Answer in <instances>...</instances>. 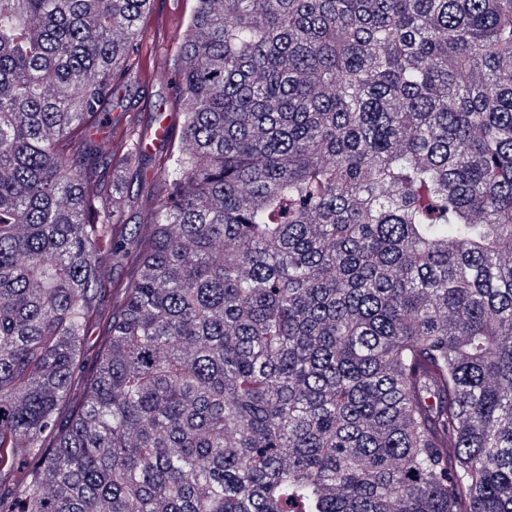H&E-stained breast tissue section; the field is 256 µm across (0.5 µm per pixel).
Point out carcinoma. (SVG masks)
Instances as JSON below:
<instances>
[{"mask_svg":"<svg viewBox=\"0 0 512 512\" xmlns=\"http://www.w3.org/2000/svg\"><path fill=\"white\" fill-rule=\"evenodd\" d=\"M193 2L142 239L150 0H0V512H512V0ZM121 153L115 152L112 155L104 154L99 159V168L106 177V183L109 185L115 183L117 177H123L125 183L123 199L125 201V218L129 224H141L140 229L142 235H147L149 225L143 224L146 216L151 209L154 200L161 193V178L159 171L155 166L154 159L145 161L141 167V171H126L119 160ZM106 275L102 282V292L97 304V317L101 321L107 320L112 314V305L115 304V296L112 299V281H125L133 278L136 272L135 258L130 257L121 262L104 260ZM97 330L89 337L87 344L80 355V373L72 387V390L60 410V419L65 420L72 415L82 404L88 391L86 380L91 378L95 371L98 352L100 348V338L97 336Z\"/></svg>","mask_w":512,"mask_h":512,"instance_id":"1","label":"carcinoma"}]
</instances>
